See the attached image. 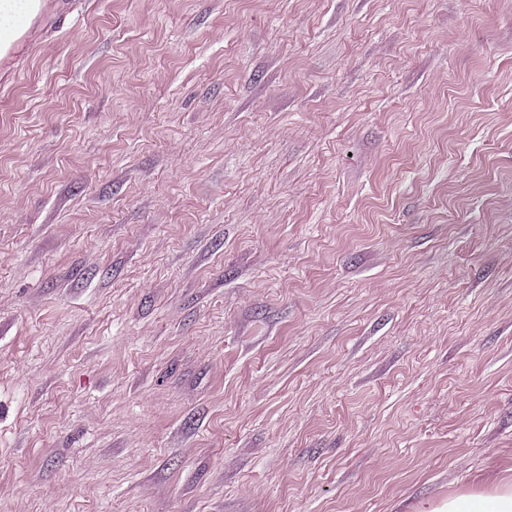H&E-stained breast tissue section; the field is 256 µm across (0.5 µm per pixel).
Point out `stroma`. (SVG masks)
<instances>
[{
    "mask_svg": "<svg viewBox=\"0 0 512 512\" xmlns=\"http://www.w3.org/2000/svg\"><path fill=\"white\" fill-rule=\"evenodd\" d=\"M500 482L512 0H45L0 55V512Z\"/></svg>",
    "mask_w": 512,
    "mask_h": 512,
    "instance_id": "35a3bbf8",
    "label": "stroma"
}]
</instances>
